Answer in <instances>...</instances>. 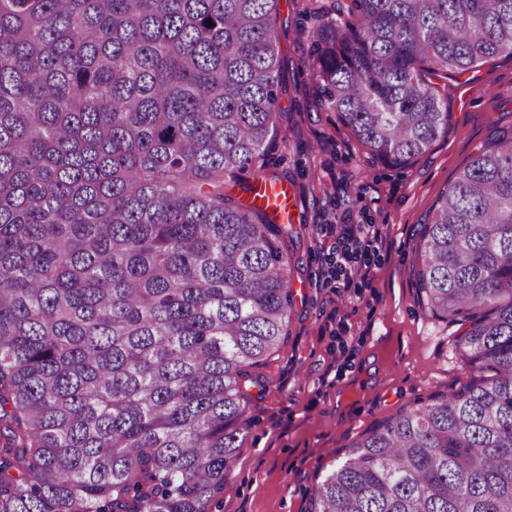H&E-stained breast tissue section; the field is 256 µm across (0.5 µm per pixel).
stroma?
<instances>
[{"label":"stroma","mask_w":512,"mask_h":512,"mask_svg":"<svg viewBox=\"0 0 512 512\" xmlns=\"http://www.w3.org/2000/svg\"><path fill=\"white\" fill-rule=\"evenodd\" d=\"M350 3H278L282 86L268 171L294 196V304L283 341L258 369L242 451L210 512H306L353 440L470 378L454 350L457 325L422 306L411 269L441 192L512 125V59L436 75L447 131L408 166L384 165L321 106L309 68L313 32ZM332 224H372L383 240L367 258L370 275L346 287L322 278Z\"/></svg>","instance_id":"1"}]
</instances>
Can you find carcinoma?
Returning <instances> with one entry per match:
<instances>
[{
  "label": "carcinoma",
  "mask_w": 512,
  "mask_h": 512,
  "mask_svg": "<svg viewBox=\"0 0 512 512\" xmlns=\"http://www.w3.org/2000/svg\"><path fill=\"white\" fill-rule=\"evenodd\" d=\"M278 0H0V512H209L249 370L292 308L264 176ZM321 103L403 165L448 129L438 72L512 58V0H351ZM412 270L477 372L349 445L308 512H512V126L439 197Z\"/></svg>",
  "instance_id": "cac0c4a2"
}]
</instances>
